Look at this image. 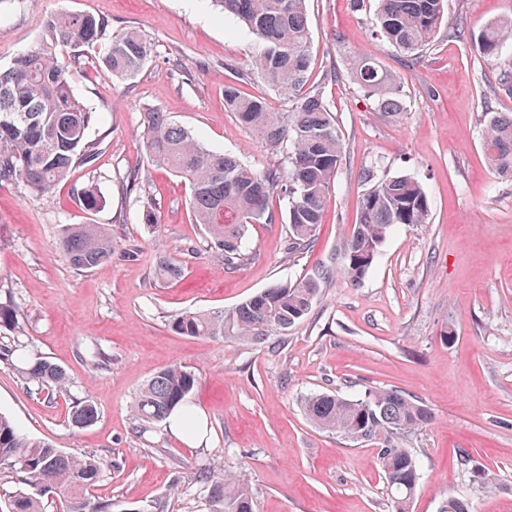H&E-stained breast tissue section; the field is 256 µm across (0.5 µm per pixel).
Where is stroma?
<instances>
[{
  "label": "stroma",
  "instance_id": "obj_1",
  "mask_svg": "<svg viewBox=\"0 0 512 512\" xmlns=\"http://www.w3.org/2000/svg\"><path fill=\"white\" fill-rule=\"evenodd\" d=\"M374 0H307L311 33L305 89L322 96L344 146L314 245L291 256L288 204L274 193L273 220L251 225L244 265L225 270L192 220L189 187L149 161L142 114L158 108L209 147L254 169L283 162L224 107V86L290 102L257 78L262 44L209 0H0V67L35 49L42 22L62 12L108 20L110 33L138 30L152 47L130 80L99 67L94 48L71 73L75 95L95 112L90 139L105 148L93 169L41 199L0 183V298L19 311L15 339L65 370L64 391L28 389L0 362V413L25 434L63 452L92 455L102 474L91 499L109 512H210L207 476L221 471L248 484L254 512H392L374 445L315 428L301 400L329 392L354 399L399 390L426 405L430 420L405 443L420 469L411 512H442L451 498L471 512H512V178L486 163V115L512 113V47L488 61L471 36L512 13V0H447L448 23L417 62L372 33ZM364 60L399 82L401 110L381 113L352 72ZM375 176L408 175L424 186L427 223L404 224L382 244L361 283L335 269L358 202ZM139 171L142 196L125 191ZM96 187L88 212L76 190ZM161 222L142 224L144 200ZM65 224L109 230L112 259L73 269L57 246ZM135 257H126V250ZM181 266L157 280L159 257ZM331 270L305 319L260 343L173 333L170 315L218 311L283 279ZM181 365L197 383L191 406L207 418L205 444L142 425L132 405L158 371ZM92 400L95 423L71 422L75 400ZM471 456L461 464L460 450ZM496 474L495 490L479 476Z\"/></svg>",
  "mask_w": 512,
  "mask_h": 512
}]
</instances>
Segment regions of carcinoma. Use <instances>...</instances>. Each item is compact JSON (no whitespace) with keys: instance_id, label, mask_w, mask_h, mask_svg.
Segmentation results:
<instances>
[{"instance_id":"carcinoma-1","label":"carcinoma","mask_w":512,"mask_h":512,"mask_svg":"<svg viewBox=\"0 0 512 512\" xmlns=\"http://www.w3.org/2000/svg\"><path fill=\"white\" fill-rule=\"evenodd\" d=\"M223 13L238 18L264 44L255 59V73L292 102L289 112H273L262 97H243L233 84L224 85V106L260 142L276 149L288 143L284 165L253 169L235 156L207 147L192 131L175 124L167 113H143L144 148L151 162L184 178L190 187L192 220L204 226L209 246L233 270L247 260V232L252 224L273 220L270 194L288 197V253L298 254L315 241L327 196L342 163V143L332 112L318 94L302 92L311 48L306 0H212ZM445 18V0H377L373 32L412 57L428 46ZM108 21L88 13L47 18L36 50L0 68V183L18 182L32 195L48 198L73 167L92 168L103 140L87 134L96 115L74 94L71 68L80 64L81 49L100 46L97 64L117 80L134 77L151 55V44L137 31L107 35ZM512 43V18L491 22L474 37L476 52L487 60ZM355 81L375 98L385 113L400 109L393 75L373 61L363 62ZM483 152L492 170L512 178V114L499 112L485 121ZM362 195L356 224L343 245L340 273L361 281L380 246L401 224H424L430 201L423 185L408 176L370 179ZM89 212L102 205L95 188L77 190ZM58 248L77 270H92L112 260V236L93 224L62 227ZM320 280H283L224 311H183L170 316L168 327L184 336H213L253 341L288 330L310 312ZM18 311L0 300V327L18 328ZM0 358L25 382L37 388L66 387V372L29 354L16 341H0ZM196 375L182 366L159 371L139 390L133 412L143 422H160L182 409L186 433L193 435L199 418L187 406ZM307 419L318 429L356 442L378 446L377 460L387 483L394 512H410L419 470L403 441L429 420L427 407L397 390L372 389L357 399L314 393L302 399ZM99 416L89 399L72 406L76 426ZM20 484L0 505V512H45L40 482L49 479L52 492L67 512H105L91 506L89 490L98 481L101 463L90 456L67 455L51 443L23 434L0 413V472ZM211 512H254L251 493L238 477L211 479Z\"/></svg>"}]
</instances>
